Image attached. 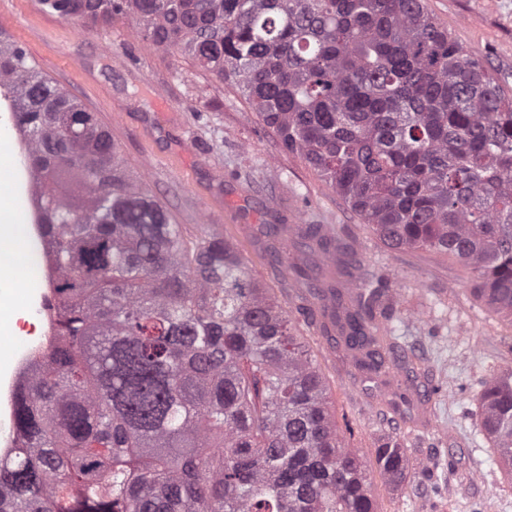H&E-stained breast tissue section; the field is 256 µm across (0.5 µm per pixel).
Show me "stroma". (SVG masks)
<instances>
[{
    "instance_id": "1",
    "label": "stroma",
    "mask_w": 512,
    "mask_h": 512,
    "mask_svg": "<svg viewBox=\"0 0 512 512\" xmlns=\"http://www.w3.org/2000/svg\"><path fill=\"white\" fill-rule=\"evenodd\" d=\"M440 23L487 60L512 89V0H426ZM17 15L15 36L39 67L108 125L128 165L186 232L212 224L236 240L258 280L298 305L280 268L258 244L262 224H324L342 233L361 265L399 297L387 327L416 383L409 418L392 413L315 328L300 323L330 389L349 447L371 456L381 434L403 440L410 474L397 487L374 477L377 512H512V476L474 425L483 381L512 367V325L468 288L462 267L435 253L386 248L336 192L251 112L235 88L185 58L149 48L121 19L74 27L35 0H0Z\"/></svg>"
}]
</instances>
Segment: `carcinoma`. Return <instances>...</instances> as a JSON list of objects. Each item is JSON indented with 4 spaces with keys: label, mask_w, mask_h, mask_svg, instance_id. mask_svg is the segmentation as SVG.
<instances>
[{
    "label": "carcinoma",
    "mask_w": 512,
    "mask_h": 512,
    "mask_svg": "<svg viewBox=\"0 0 512 512\" xmlns=\"http://www.w3.org/2000/svg\"><path fill=\"white\" fill-rule=\"evenodd\" d=\"M78 25L123 19L147 45L238 88L282 147L390 250L446 254L512 324V93L425 0H38ZM0 98L30 152L55 273L51 350L19 383L0 512H376L296 320L237 244L189 237L96 113L0 30ZM281 233L305 241L329 281ZM297 312L362 375L395 377L376 321L396 294L337 231L268 224ZM482 429L512 474V367L482 384ZM373 467L398 485L403 440Z\"/></svg>",
    "instance_id": "carcinoma-1"
}]
</instances>
